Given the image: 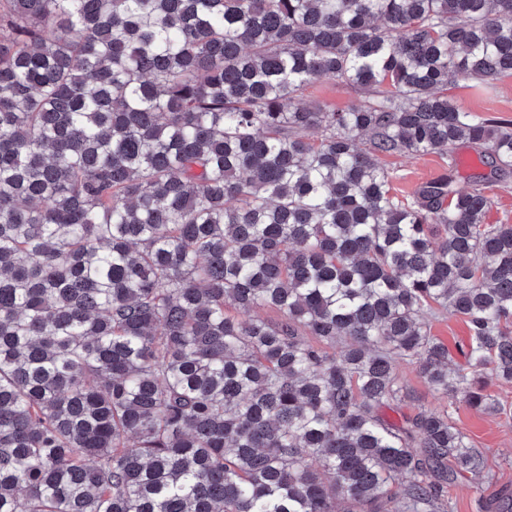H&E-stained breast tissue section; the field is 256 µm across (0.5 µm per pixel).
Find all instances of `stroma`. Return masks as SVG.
Returning a JSON list of instances; mask_svg holds the SVG:
<instances>
[{
    "label": "stroma",
    "instance_id": "stroma-1",
    "mask_svg": "<svg viewBox=\"0 0 512 512\" xmlns=\"http://www.w3.org/2000/svg\"><path fill=\"white\" fill-rule=\"evenodd\" d=\"M448 95L463 110L485 118L512 121V76L489 84L461 79L449 87ZM304 99L310 105L329 104L345 110L362 104L366 96L359 88L327 79L309 86ZM463 155L472 157L474 163L468 169L457 170L459 186L467 187L475 178H483L485 191L491 199L486 213L487 223L512 224V173L491 174L489 168L477 160V152L470 145H457L449 155L385 154L380 156L379 162L392 177L394 194L403 198L442 175L449 163L458 162ZM430 327L432 335L448 348L449 366L455 369L465 367L460 349L469 341L466 322L462 318L439 313L431 317ZM394 370L411 394L401 408L402 413H448L455 427L468 437L472 446L483 456L489 480L478 484L467 477L458 479L448 489L449 512H484L485 507L498 501L503 493L512 491V383L489 381L488 393L508 409L507 414L489 416L476 412L465 403L448 402L447 398L435 393L422 378L417 361L395 359Z\"/></svg>",
    "mask_w": 512,
    "mask_h": 512
}]
</instances>
